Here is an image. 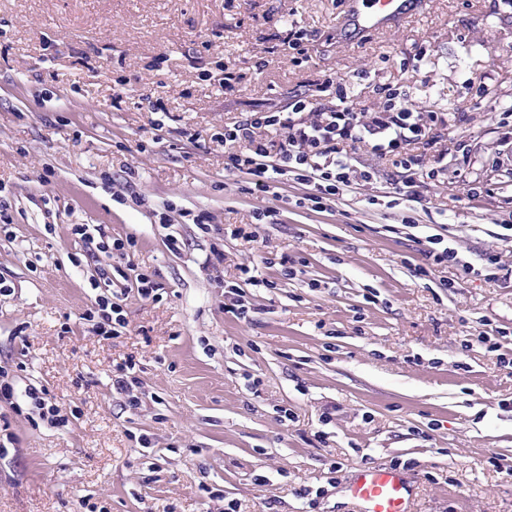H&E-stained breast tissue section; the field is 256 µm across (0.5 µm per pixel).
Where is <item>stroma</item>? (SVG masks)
Listing matches in <instances>:
<instances>
[{
	"instance_id": "stroma-1",
	"label": "stroma",
	"mask_w": 512,
	"mask_h": 512,
	"mask_svg": "<svg viewBox=\"0 0 512 512\" xmlns=\"http://www.w3.org/2000/svg\"><path fill=\"white\" fill-rule=\"evenodd\" d=\"M345 11L0 0V370L18 404L33 385L69 418L53 428L0 405L15 435L0 512H350V474L388 465L415 475L414 512H512V128L498 117L512 0H423L360 37L340 30ZM292 22L310 37L303 61L284 45ZM341 83L365 112L390 84L445 113L437 148L412 153L447 151V174L409 175L360 144L352 168L371 182L313 211L306 186L260 195L225 172L226 124L297 94L334 104ZM431 236L460 262L422 276ZM126 237L129 261L95 247ZM143 271L157 299L138 296ZM228 284L249 318L226 311ZM99 291L128 321L108 339L84 319ZM127 364L137 382L121 395Z\"/></svg>"
}]
</instances>
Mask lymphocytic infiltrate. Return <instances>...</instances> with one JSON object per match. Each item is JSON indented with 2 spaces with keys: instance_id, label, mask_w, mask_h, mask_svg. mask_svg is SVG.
<instances>
[{
  "instance_id": "f902f5d3",
  "label": "lymphocytic infiltrate",
  "mask_w": 512,
  "mask_h": 512,
  "mask_svg": "<svg viewBox=\"0 0 512 512\" xmlns=\"http://www.w3.org/2000/svg\"><path fill=\"white\" fill-rule=\"evenodd\" d=\"M384 93L382 111L372 116L356 110L343 85L333 106L300 97L286 112L250 113L224 127V169L249 174L257 193L278 181L309 186L311 207L320 210L351 185L348 145L368 144L408 170L421 166L408 148L425 143L437 113L415 111L399 89L388 86Z\"/></svg>"
}]
</instances>
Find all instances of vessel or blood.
Masks as SVG:
<instances>
[{"label": "vessel or blood", "instance_id": "obj_1", "mask_svg": "<svg viewBox=\"0 0 512 512\" xmlns=\"http://www.w3.org/2000/svg\"><path fill=\"white\" fill-rule=\"evenodd\" d=\"M421 0H348L345 25L365 34L412 17ZM352 512H414L415 485L410 474L396 467L354 471L345 484Z\"/></svg>", "mask_w": 512, "mask_h": 512}]
</instances>
